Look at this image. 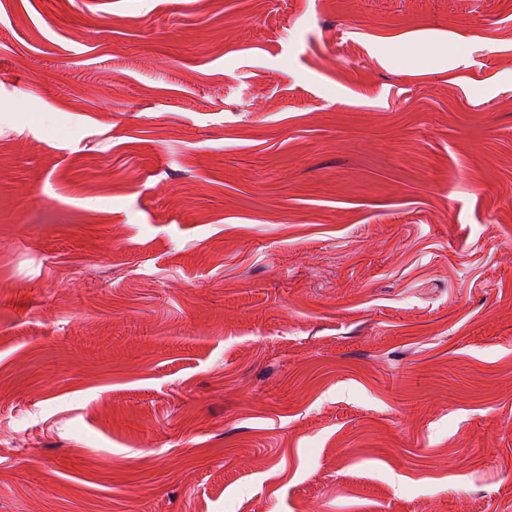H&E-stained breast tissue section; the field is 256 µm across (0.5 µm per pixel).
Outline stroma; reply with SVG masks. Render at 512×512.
I'll use <instances>...</instances> for the list:
<instances>
[{
	"mask_svg": "<svg viewBox=\"0 0 512 512\" xmlns=\"http://www.w3.org/2000/svg\"><path fill=\"white\" fill-rule=\"evenodd\" d=\"M0 512H512V0H0Z\"/></svg>",
	"mask_w": 512,
	"mask_h": 512,
	"instance_id": "35a3bbf8",
	"label": "stroma"
}]
</instances>
